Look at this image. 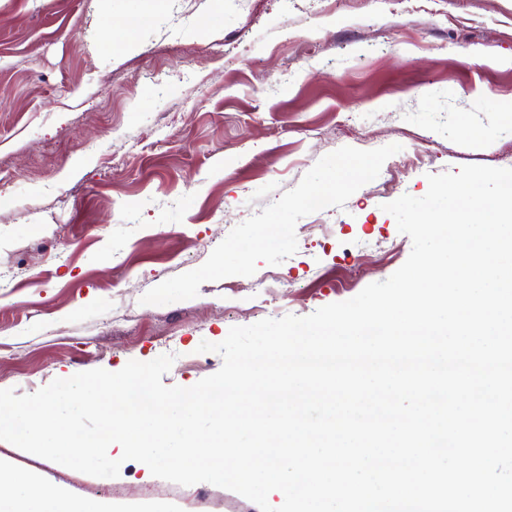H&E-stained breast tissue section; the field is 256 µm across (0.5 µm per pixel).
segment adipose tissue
<instances>
[{
    "label": "adipose tissue",
    "mask_w": 512,
    "mask_h": 512,
    "mask_svg": "<svg viewBox=\"0 0 512 512\" xmlns=\"http://www.w3.org/2000/svg\"><path fill=\"white\" fill-rule=\"evenodd\" d=\"M110 503L44 490L30 474L0 470V512H112Z\"/></svg>",
    "instance_id": "1"
}]
</instances>
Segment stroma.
<instances>
[{
  "label": "stroma",
  "mask_w": 512,
  "mask_h": 512,
  "mask_svg": "<svg viewBox=\"0 0 512 512\" xmlns=\"http://www.w3.org/2000/svg\"><path fill=\"white\" fill-rule=\"evenodd\" d=\"M175 3L0 0V389L163 354V384L193 386L223 363L201 341L310 315L398 270L412 242L385 203L424 196L428 175L512 159V0ZM134 12L132 28L109 26ZM393 143L344 207L298 221L280 265L141 304L323 156ZM0 467L136 512H254L209 483L143 481L138 461L98 478L0 441Z\"/></svg>",
  "instance_id": "obj_1"
}]
</instances>
